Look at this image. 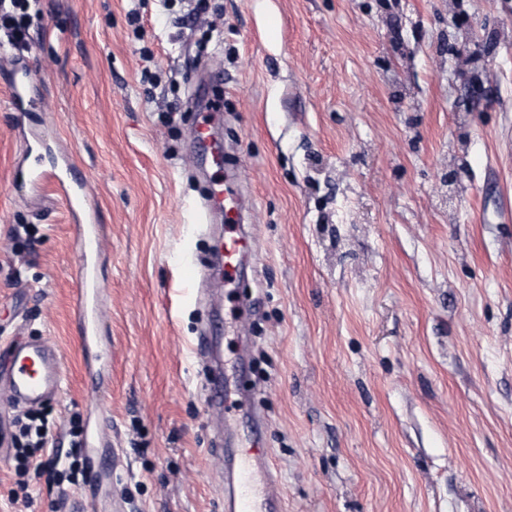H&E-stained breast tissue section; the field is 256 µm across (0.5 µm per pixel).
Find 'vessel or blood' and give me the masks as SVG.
<instances>
[{
  "mask_svg": "<svg viewBox=\"0 0 512 512\" xmlns=\"http://www.w3.org/2000/svg\"><path fill=\"white\" fill-rule=\"evenodd\" d=\"M0 74L8 77L10 101L15 113V133L25 146H43L49 141L50 121L37 112L38 90L31 78V69L23 57L0 56ZM220 110L207 106L197 115L196 135L188 155L195 162L208 164L218 177L212 182L209 204L226 208L228 223L241 219L243 192H235L231 202H224L222 181L226 152L212 139L210 128L219 120ZM52 163L42 166L40 160L20 158L12 180L26 196L40 199L45 186H54L68 206L71 218L72 247L78 259L76 278L79 285L73 304L72 317L88 354L86 378L95 389L104 387V368L97 359L98 350L108 342V329L97 314L103 295L101 284L90 276V265L105 252L106 236L95 222L97 197L87 180L61 176V169L72 166V153L63 141H55ZM247 242L239 237L217 245L224 261V272L232 274L240 267ZM224 282L215 278L210 288L212 319L208 328L196 338V353L209 361L212 369L208 379V408L219 434L234 437L237 421L224 395L222 333L224 331ZM10 367L0 372V406L25 410L42 406L55 399L63 389V362L60 353L42 341L24 335L14 336L8 344ZM84 446L95 483L111 480L113 470L123 463L120 449L112 444V430L105 417L96 416L87 431ZM281 488L271 473L267 449L253 445L251 451L233 459L226 478L224 512H279Z\"/></svg>",
  "mask_w": 512,
  "mask_h": 512,
  "instance_id": "obj_1",
  "label": "vessel or blood"
}]
</instances>
